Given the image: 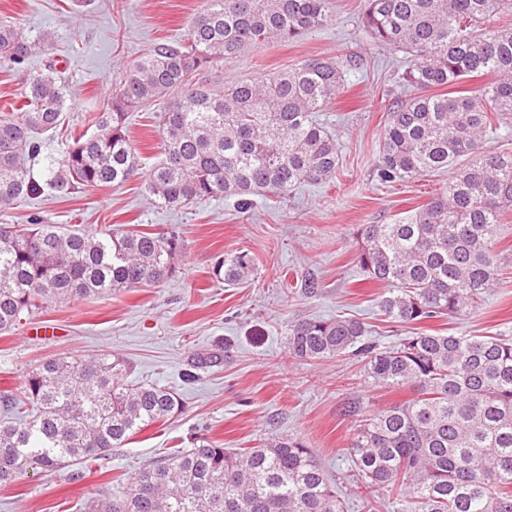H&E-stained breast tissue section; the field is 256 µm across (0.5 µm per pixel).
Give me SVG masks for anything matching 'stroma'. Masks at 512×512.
Listing matches in <instances>:
<instances>
[{
  "label": "stroma",
  "mask_w": 512,
  "mask_h": 512,
  "mask_svg": "<svg viewBox=\"0 0 512 512\" xmlns=\"http://www.w3.org/2000/svg\"><path fill=\"white\" fill-rule=\"evenodd\" d=\"M204 0H0L29 41L48 43V54L22 64L0 63V112L21 102L25 80L46 65L60 71L68 109L58 131L41 134L43 156L31 163L44 175V157L62 159L69 130H85L88 113L109 101L118 74L159 43L185 33ZM362 0H333V18L295 43L271 40L225 62L224 82L255 81L307 57L357 53L342 93L318 119L341 144L339 173L330 184H302L285 199L256 198L249 212L235 200L215 197L187 210L158 204L144 190V170L159 158L152 110L130 113L128 129L143 167L120 186L80 188L68 195H24L0 208V224L78 226L90 232L111 227L153 233L176 231L181 239L174 277L158 287L131 288L107 297L44 304L23 314L19 326L0 334V392L21 391L42 361L90 358L110 352L127 360L131 378L177 391L184 410L151 426L107 456L57 470L28 468L0 486V512H76L93 499H119L138 472L156 460L193 448L206 438L226 448H255L288 435L312 448L335 480L349 512H397L395 499L367 507L355 487L345 453L360 419L411 396L406 389L378 388L363 377L357 357L321 361L293 358L287 330L297 317L339 315L364 322L380 346H396L408 325L381 315V285L369 281L356 256L361 224H389L425 203L448 184L447 172L380 182L376 164L387 105L408 95L400 78L410 59L367 41ZM217 74L204 73V80ZM496 248L506 265L479 309L423 323L432 334L503 335L512 338V212L500 226ZM247 253L254 273L229 287L212 276L224 255ZM36 325L55 336L31 335ZM221 341L233 346L221 368L181 378L192 355Z\"/></svg>",
  "instance_id": "1"
}]
</instances>
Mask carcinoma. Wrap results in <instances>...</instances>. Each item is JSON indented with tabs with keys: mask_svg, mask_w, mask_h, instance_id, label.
I'll use <instances>...</instances> for the list:
<instances>
[{
	"mask_svg": "<svg viewBox=\"0 0 512 512\" xmlns=\"http://www.w3.org/2000/svg\"><path fill=\"white\" fill-rule=\"evenodd\" d=\"M512 0H363V29L378 46L408 54L403 85L414 96L391 103L377 172L384 182L448 169V186L392 224H361L357 262L385 286L379 311L418 324L475 310L499 279L495 247L512 209V151L487 137L512 125V27L490 17ZM331 19V0H205L184 38L161 43L123 70L108 109L91 115V133L73 138L39 183L27 166L41 153L37 135L61 124L67 90L53 65L23 85L22 103L0 115V206L48 186L122 184L139 170L128 114L162 100L154 119L160 159L144 189L170 209L213 197L251 208L255 196L336 178V134L317 113L344 88L357 56L309 57L256 82L227 88L202 71L269 39L297 41ZM0 18V60L22 63L45 53ZM487 75L465 96L433 94ZM175 235L44 224L0 225V333L23 312L52 301L160 285L175 272ZM245 252L213 267L228 286L247 280ZM288 352L302 360L351 353L365 379L408 389L414 398L363 420L347 455L357 484L395 495L399 512H512V340L415 332L381 348L353 318L300 317L288 325ZM232 345L197 353L183 373L224 365ZM119 356L53 358L27 377L19 396L0 401V484L30 466L46 470L99 459L135 434L182 412L175 391L129 379ZM90 512H346L313 449L288 437L231 451L201 440L187 452L142 469L125 498L101 499Z\"/></svg>",
	"mask_w": 512,
	"mask_h": 512,
	"instance_id": "obj_1",
	"label": "carcinoma"
}]
</instances>
